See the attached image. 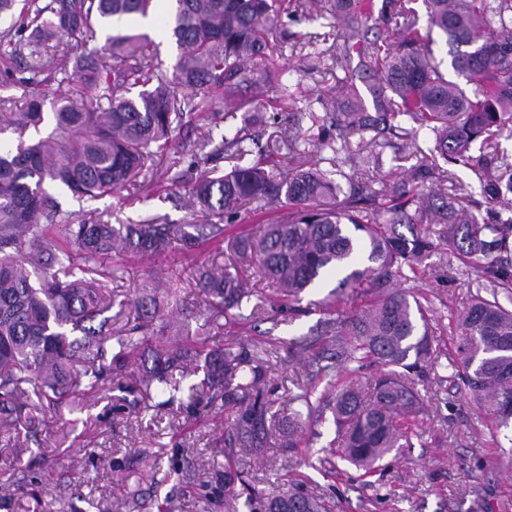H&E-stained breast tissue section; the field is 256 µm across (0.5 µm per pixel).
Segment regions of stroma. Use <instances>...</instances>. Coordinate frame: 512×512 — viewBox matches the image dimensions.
<instances>
[{"label": "stroma", "instance_id": "1", "mask_svg": "<svg viewBox=\"0 0 512 512\" xmlns=\"http://www.w3.org/2000/svg\"><path fill=\"white\" fill-rule=\"evenodd\" d=\"M336 30L330 16L311 21L296 17L273 34L282 52L279 67L297 65L300 58L324 49ZM168 199L134 183L112 196L93 201L102 217L114 224L158 220L193 224L197 218L183 198L186 186ZM427 233L437 246L432 267L419 287L433 302L430 326L439 365L421 381L424 409L412 425V447L388 454L373 474L341 461L332 413L310 424L306 447L293 453L268 448L242 456L224 451L229 413L205 409L192 413L180 405H165L148 415L138 414L136 384L118 390L105 387L92 399L50 406L25 413L17 445L0 442V474L28 468L23 489L0 490V512H129L127 503L138 496L139 512H158L166 495H174L180 512H229L224 499V471L244 470L240 493L259 491L272 497L295 483L318 495L324 512H512V425L495 428L484 417L464 386L452 385L450 375L458 341L451 318L462 313L478 288L473 276L458 267L444 227L430 224ZM211 254L198 249L180 257L133 258L111 262L113 288L120 297H135L150 280L190 279L197 266L210 263ZM454 265L446 279L438 263ZM338 275L324 278L307 290L301 314L289 317L276 295L264 300L266 320L261 330L284 340L268 363L265 389L280 421L290 413L288 396L295 392L298 366L286 348L305 336L323 318V302L336 287ZM187 462L195 476L193 487L173 490L154 485L150 465Z\"/></svg>", "mask_w": 512, "mask_h": 512}]
</instances>
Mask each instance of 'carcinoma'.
<instances>
[{
  "label": "carcinoma",
  "instance_id": "obj_1",
  "mask_svg": "<svg viewBox=\"0 0 512 512\" xmlns=\"http://www.w3.org/2000/svg\"><path fill=\"white\" fill-rule=\"evenodd\" d=\"M153 0H0L11 18L0 32V73L24 92V108L0 113V132L22 137L44 122L38 88L47 81L77 83L86 106L62 99L53 106L55 131L71 138L68 149L52 136L0 149V438H12L32 386L62 404L109 381L121 383L132 361L143 364L140 385L176 398L183 381L192 402L209 410L229 408L233 422L224 446L261 452L298 449L304 425L331 409L340 457L372 473L384 457L408 447L402 420L415 415L422 398L418 380L432 362L429 298L405 283L419 279L434 252L415 229L423 219L448 225V238L482 292L458 318V378L498 426L512 421V218L487 220L459 204L456 194L437 193L452 181V165L470 168L484 194L512 195V161L499 138L512 133V0H423L428 31L411 22L395 28L385 45L368 38L385 20L414 13L413 0H327L336 18V67L351 102L333 96L300 99L293 74L277 68L268 41L290 15L293 0H173L170 34L180 55L164 70L146 34L122 22L147 17ZM116 22L101 47L89 46L94 28ZM448 47L451 68L470 90L448 80L434 55L433 31ZM381 58L380 76L369 86V111L350 74V53ZM274 88L286 106L288 129L303 121L317 129L315 146L334 156V167L299 163L286 172L249 156L259 139L248 130L264 123L252 93ZM303 106H298V103ZM224 108L221 142L213 136L185 152L165 171L148 172L146 160L164 154L172 133L205 106ZM398 139L427 144L430 160L401 179L377 178L383 149ZM206 160L230 150L237 160L219 176L191 182L190 202L201 223L112 224L97 217L56 223L58 204L46 189L65 185L78 199L98 200L145 176L147 188L179 186ZM288 210V219L262 221L257 233L234 236L235 260L219 270L201 269L196 286L220 313L234 312L246 327L262 321V309L241 313L252 295L243 269L258 264L270 292L296 312L306 288L326 271L351 268L330 292L327 318L316 333L293 343L307 356L302 368L313 387L290 396L299 408L280 424L262 385L258 357L265 345H210L177 330L169 336L154 322L167 305L183 307L180 281L145 286L129 304L105 292V260L156 257L203 243L222 249L240 211ZM370 293L366 308L347 313L343 290ZM118 306L114 315L97 321ZM381 368L377 376L368 373ZM322 390H317L318 386ZM249 512H322L320 498L295 484L271 499L247 498Z\"/></svg>",
  "mask_w": 512,
  "mask_h": 512
}]
</instances>
